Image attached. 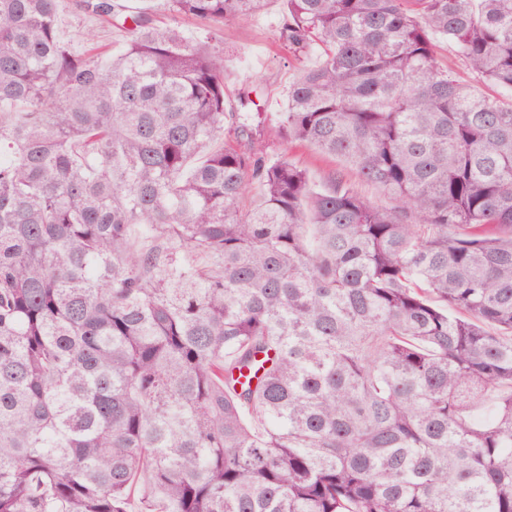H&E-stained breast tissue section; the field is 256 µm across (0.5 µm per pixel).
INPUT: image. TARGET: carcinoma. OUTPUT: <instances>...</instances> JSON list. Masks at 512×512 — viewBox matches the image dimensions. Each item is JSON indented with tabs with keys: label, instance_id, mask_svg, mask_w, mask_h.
I'll return each mask as SVG.
<instances>
[{
	"label": "carcinoma",
	"instance_id": "carcinoma-1",
	"mask_svg": "<svg viewBox=\"0 0 512 512\" xmlns=\"http://www.w3.org/2000/svg\"><path fill=\"white\" fill-rule=\"evenodd\" d=\"M60 2L0 0V512H512V104L435 52L512 93V0H283L277 135L389 210L153 0H80L105 62ZM79 0H62L60 25L76 52L86 55L111 56L125 41L126 34L115 26L100 27L77 7ZM437 63L447 68L455 79L464 87L474 89L482 94L493 95L501 98L504 104H511L512 97L501 92L488 82H484L459 58L453 46L448 42L438 39L436 42Z\"/></svg>",
	"mask_w": 512,
	"mask_h": 512
}]
</instances>
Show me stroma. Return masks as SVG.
Returning a JSON list of instances; mask_svg holds the SVG:
<instances>
[{
    "instance_id": "35a3bbf8",
    "label": "stroma",
    "mask_w": 512,
    "mask_h": 512,
    "mask_svg": "<svg viewBox=\"0 0 512 512\" xmlns=\"http://www.w3.org/2000/svg\"><path fill=\"white\" fill-rule=\"evenodd\" d=\"M77 3L78 0H62L60 4V25L64 35L71 39L78 53L110 56L124 42L125 33L113 26H99L79 11ZM282 14L281 0H269L264 12L250 23L228 22L212 31L194 18L171 17L160 7L155 9L153 18L157 25L176 26L192 39L212 37L214 43L223 47L224 105L228 111H235L238 91L244 84L257 83L265 88L266 108L261 117V127L267 139L269 158L288 157L289 161L307 170L311 180L319 186L326 183L329 176H336L375 206L391 207L392 200L387 194L361 180L340 159L316 153L300 143H287L277 138L276 121L286 105L288 86L299 68L298 61L279 39ZM436 59L462 86L500 96L506 104L512 102V95L500 93L498 88L479 79L448 42L437 40Z\"/></svg>"
}]
</instances>
